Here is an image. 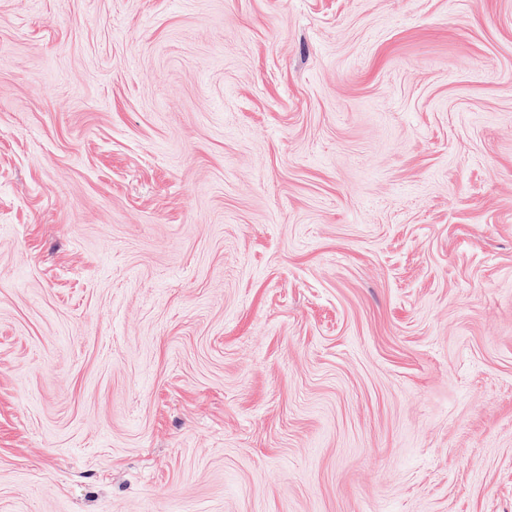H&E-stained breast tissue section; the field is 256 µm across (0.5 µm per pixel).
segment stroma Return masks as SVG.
Segmentation results:
<instances>
[{"mask_svg":"<svg viewBox=\"0 0 512 512\" xmlns=\"http://www.w3.org/2000/svg\"><path fill=\"white\" fill-rule=\"evenodd\" d=\"M0 512H512V0H0Z\"/></svg>","mask_w":512,"mask_h":512,"instance_id":"35a3bbf8","label":"stroma"}]
</instances>
